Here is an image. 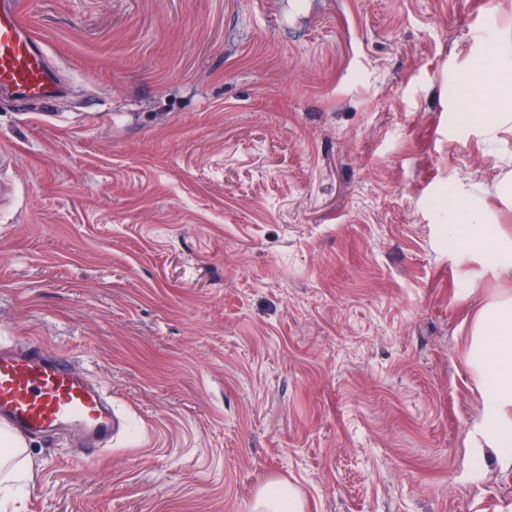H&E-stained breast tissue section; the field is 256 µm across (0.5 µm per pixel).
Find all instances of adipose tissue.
I'll list each match as a JSON object with an SVG mask.
<instances>
[{
    "mask_svg": "<svg viewBox=\"0 0 512 512\" xmlns=\"http://www.w3.org/2000/svg\"><path fill=\"white\" fill-rule=\"evenodd\" d=\"M512 105V77L501 78L497 66L482 67L476 87L463 96L466 119H480L474 100ZM480 341L472 359L485 375L487 410L482 427L496 437L512 435V300L487 306L474 328Z\"/></svg>",
    "mask_w": 512,
    "mask_h": 512,
    "instance_id": "adipose-tissue-1",
    "label": "adipose tissue"
}]
</instances>
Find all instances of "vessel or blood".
Masks as SVG:
<instances>
[{"label": "vessel or blood", "instance_id": "obj_1", "mask_svg": "<svg viewBox=\"0 0 512 512\" xmlns=\"http://www.w3.org/2000/svg\"><path fill=\"white\" fill-rule=\"evenodd\" d=\"M59 91L43 51L24 31L15 0H0V96L48 103ZM0 423L21 438L79 430L95 455L120 427L111 396L68 358L9 343L0 345Z\"/></svg>", "mask_w": 512, "mask_h": 512}]
</instances>
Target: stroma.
Here are the masks:
<instances>
[{
	"instance_id": "1",
	"label": "stroma",
	"mask_w": 512,
	"mask_h": 512,
	"mask_svg": "<svg viewBox=\"0 0 512 512\" xmlns=\"http://www.w3.org/2000/svg\"><path fill=\"white\" fill-rule=\"evenodd\" d=\"M65 87L0 100V343L127 427L27 439L0 512H512L480 311L512 298V121L458 88L512 0H20ZM493 240L465 242L460 210ZM252 512H302V503L289 486L273 483L257 493Z\"/></svg>"
}]
</instances>
